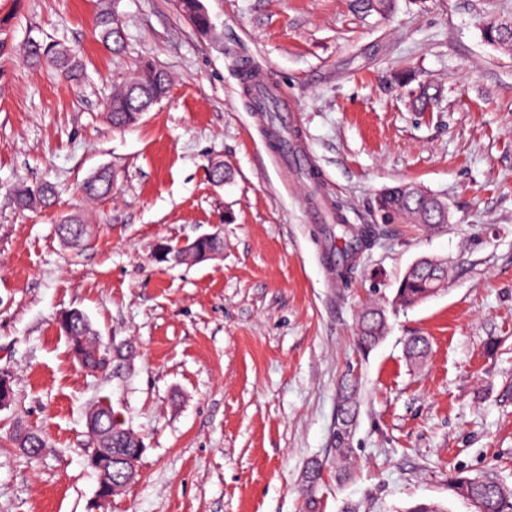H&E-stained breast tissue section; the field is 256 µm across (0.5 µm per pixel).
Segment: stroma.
Masks as SVG:
<instances>
[{"mask_svg": "<svg viewBox=\"0 0 512 512\" xmlns=\"http://www.w3.org/2000/svg\"><path fill=\"white\" fill-rule=\"evenodd\" d=\"M199 33L177 0H118L126 51L94 32L96 0H0V512H303L301 474L322 464L318 512H405L421 501L473 512L449 475L512 487V51L482 24L512 0H202ZM71 46L72 85L28 68V36ZM277 87L310 170L282 163L236 65ZM147 60L170 93L131 127L104 108ZM230 173L219 181L211 165ZM110 196L80 187L100 167ZM49 183L51 209H22L19 185ZM415 183L449 221H382L381 191ZM339 221L313 224L320 201ZM85 216L82 248L57 235ZM370 243L331 275L341 225ZM218 234L217 258L174 264L160 244ZM447 261L448 285L413 308L394 301L418 258ZM387 320L360 350L362 308ZM82 311L130 365L101 372L71 358L58 318ZM429 353L414 365L409 337ZM358 381L349 479L333 443L343 380ZM108 401L142 438L137 476L96 499L86 416ZM40 434L39 457L14 441Z\"/></svg>", "mask_w": 512, "mask_h": 512, "instance_id": "obj_1", "label": "stroma"}]
</instances>
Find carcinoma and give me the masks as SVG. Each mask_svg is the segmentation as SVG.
I'll return each mask as SVG.
<instances>
[{"label": "carcinoma", "instance_id": "1", "mask_svg": "<svg viewBox=\"0 0 512 512\" xmlns=\"http://www.w3.org/2000/svg\"><path fill=\"white\" fill-rule=\"evenodd\" d=\"M116 0H99L95 16V26L103 46L113 54L124 51V41L117 38L115 28L118 17L115 10ZM183 15L195 28L205 34L211 32V20L201 0H178ZM483 32L486 41L504 49H512V23H503L497 19L484 22ZM26 65L39 68L43 65L56 67L68 81L78 80L83 71L79 56L65 43L57 40L29 38L26 44ZM169 76L149 61H142L134 67V76L112 95L105 108V118L114 128L124 129L140 119L143 113L166 98L170 92ZM83 194L92 199L104 198L112 194V178L109 175H91L82 184ZM17 203L23 208L50 207L55 200V190L48 184L36 187L21 186L15 192ZM376 209L389 221L406 224H445L441 211L448 210L447 203L439 196L413 184H401L382 192L376 199ZM88 225L81 217L74 223H61L57 232L61 240L72 247H80L89 240ZM448 278V266L444 262L429 263L424 259L417 261L412 272L402 278L396 290V302L403 307H413L429 298V294L440 290ZM385 314L375 307L365 309L360 316L358 340L361 347L370 349L376 346L384 335ZM64 335L69 345L74 347L84 341L93 343L99 337L93 332L88 318L80 311H72L67 320ZM428 352V344L422 337H413L407 344V357L418 362ZM356 385L348 381L342 387L340 415L336 423V455L344 456L348 452V442L355 415ZM95 424L101 429L112 431V448H123L131 455L141 446L142 439L126 425L121 413L114 407L99 410L94 415ZM98 476V488L117 495L118 483L122 476L112 471L107 478L100 468L95 469ZM321 479V468L316 462L310 463L303 471L301 482L307 496L306 508L314 512L316 499L313 492ZM449 489L468 501L476 500L481 512H512V487L509 488L490 476L448 477Z\"/></svg>", "mask_w": 512, "mask_h": 512}]
</instances>
